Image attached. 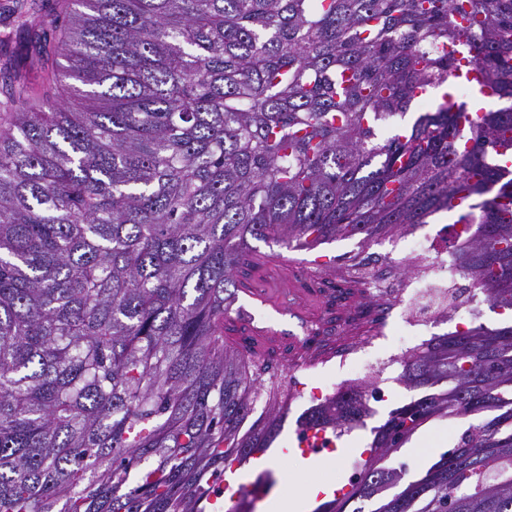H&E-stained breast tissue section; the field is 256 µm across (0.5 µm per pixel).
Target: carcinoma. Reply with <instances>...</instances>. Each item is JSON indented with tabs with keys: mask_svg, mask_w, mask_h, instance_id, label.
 I'll return each mask as SVG.
<instances>
[{
	"mask_svg": "<svg viewBox=\"0 0 512 512\" xmlns=\"http://www.w3.org/2000/svg\"><path fill=\"white\" fill-rule=\"evenodd\" d=\"M38 41L54 96L0 109V512H204L287 414L280 364L224 337L263 256L455 213L450 270L512 311V0H67ZM494 99L459 100L458 48ZM440 97L413 123L420 93ZM365 281L321 283L338 308ZM341 499L347 512H512V325L433 336ZM367 387L299 437L363 426ZM486 411L419 480L380 465Z\"/></svg>",
	"mask_w": 512,
	"mask_h": 512,
	"instance_id": "1",
	"label": "carcinoma"
}]
</instances>
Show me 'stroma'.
<instances>
[{
	"mask_svg": "<svg viewBox=\"0 0 512 512\" xmlns=\"http://www.w3.org/2000/svg\"><path fill=\"white\" fill-rule=\"evenodd\" d=\"M65 0H0V74L15 70L26 73L32 87L43 90L44 73L35 58L36 45L28 35V26L35 16L49 17L60 13ZM452 221L449 214L439 213L430 217L427 224L417 227L414 233L394 238H380L369 245H360L358 238H339L318 245L311 250H289L275 243L257 242L258 252L267 254L268 260L252 278L256 287L276 292L280 288L293 285V277L305 272L313 277H327L344 272L350 261L365 258L371 261L387 259L403 260L411 247L414 236H437L440 229ZM386 308L379 324H362L351 330L342 322L328 323L322 311H313L312 327L318 328L321 335L331 337L339 350H347L359 345L369 348L372 360L385 363L386 368L377 376L384 391L382 402L373 406V414L368 417L357 434L364 442H371L376 427L382 425L391 410L411 400L421 397L422 392L405 386L399 379L401 367L396 357L404 355L413 347L412 334L401 323L399 300L387 296ZM348 369L339 365L338 357H330L317 363L306 362L302 351H293L285 372L281 376L287 388L288 415L275 448L269 449L271 457L280 459L282 472L287 480H276L272 493L291 494L312 482L330 486L347 485L346 472L355 463H364L360 449L337 445L331 461L326 466H316L308 470L297 468L293 459L299 456L297 421L299 417L317 402V395L330 382L348 378ZM480 419L470 416L459 419H434L424 423L412 439L397 453L385 460L386 466L404 470L406 481L421 478L426 470L442 453L453 447L459 435L471 425L479 424Z\"/></svg>",
	"mask_w": 512,
	"mask_h": 512,
	"instance_id": "stroma-1",
	"label": "stroma"
}]
</instances>
